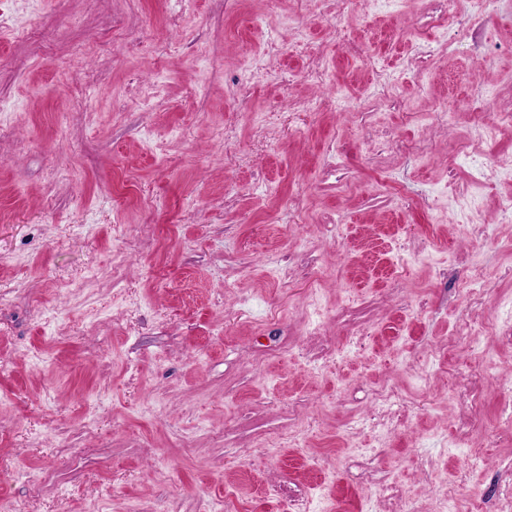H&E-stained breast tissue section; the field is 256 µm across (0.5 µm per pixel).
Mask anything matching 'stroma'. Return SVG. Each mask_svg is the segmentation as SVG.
<instances>
[{"mask_svg":"<svg viewBox=\"0 0 512 512\" xmlns=\"http://www.w3.org/2000/svg\"><path fill=\"white\" fill-rule=\"evenodd\" d=\"M288 2L38 0L0 41V498L441 512L464 472L512 512V0L451 38L449 0Z\"/></svg>","mask_w":512,"mask_h":512,"instance_id":"1","label":"stroma"}]
</instances>
